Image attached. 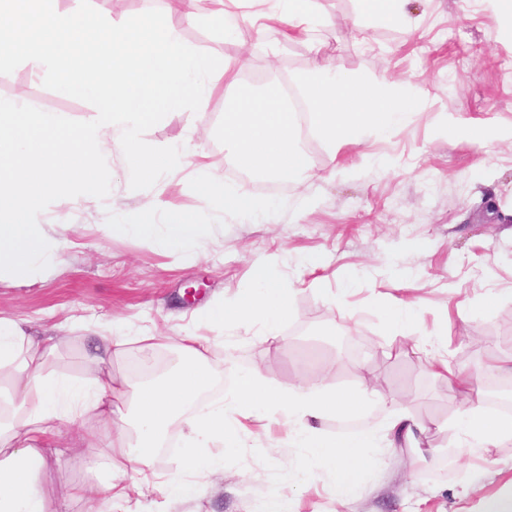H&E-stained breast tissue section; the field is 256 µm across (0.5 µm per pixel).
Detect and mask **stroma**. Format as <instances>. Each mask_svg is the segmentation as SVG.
Here are the masks:
<instances>
[{"label": "stroma", "instance_id": "35a3bbf8", "mask_svg": "<svg viewBox=\"0 0 512 512\" xmlns=\"http://www.w3.org/2000/svg\"><path fill=\"white\" fill-rule=\"evenodd\" d=\"M91 3L115 24L162 10L190 47L221 59L239 55L237 40L168 10L165 0H130L119 11L107 0ZM320 5L329 24L316 48L249 28L258 49L241 83L297 84L317 54L352 76L403 79L414 94L410 123L386 139L369 137L339 149L308 136L312 177L279 182L274 191L287 212L225 218L186 255L116 232L107 216L133 214L150 201L203 211L206 201L183 174L166 178L153 192L131 189L124 159L112 156L105 199L62 198L50 206L48 220L63 215L69 224L63 260L30 282L0 280V317L26 321L36 336L66 325L68 345L56 370L74 377L81 373L79 350L95 324L111 322L114 331L130 336L114 364L115 372L126 374L139 358L134 336L152 332L174 341L195 331L211 336L223 386L256 367L285 385L319 366L355 386L381 381L387 396L437 425L427 448L378 449L349 500L340 503L330 492L331 475L286 443L287 426L259 415L226 459L223 479L192 474L203 494L172 499L150 492L140 499L142 512H278L279 491L289 497L288 512H479L485 498L512 491V439L489 448L461 447L448 421L463 407L462 397L428 373L425 357L400 351L401 340L389 336L377 305L381 298L413 300L423 335L470 373L471 399L485 401L484 344L512 352V223L505 221L512 216V18L485 0H405L403 17L359 26L356 0ZM207 86L206 112H171L147 131V139L160 145L183 141L213 164L218 180L263 195L255 182L243 181L228 149L215 139L231 98L223 79L211 76ZM0 98H22L78 121L93 111L87 102L46 89L42 76L24 65L0 74ZM450 121L460 127L452 138L442 132ZM470 124L483 125L486 139H471L465 131ZM489 195L497 214L483 208ZM263 260L291 289L282 340H264L249 323L226 333L196 322V308L249 287L252 263ZM194 284L201 294L184 303ZM490 292L500 300L481 310ZM67 458L64 468L47 476L59 498L77 484L100 486L87 449H69ZM305 473L310 482L299 483Z\"/></svg>", "mask_w": 512, "mask_h": 512}]
</instances>
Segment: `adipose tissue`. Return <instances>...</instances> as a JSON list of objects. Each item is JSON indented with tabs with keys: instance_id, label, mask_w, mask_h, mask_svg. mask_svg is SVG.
Wrapping results in <instances>:
<instances>
[{
	"instance_id": "obj_1",
	"label": "adipose tissue",
	"mask_w": 512,
	"mask_h": 512,
	"mask_svg": "<svg viewBox=\"0 0 512 512\" xmlns=\"http://www.w3.org/2000/svg\"><path fill=\"white\" fill-rule=\"evenodd\" d=\"M262 2L264 9L256 14H225V37L235 36L242 23L278 24L286 32L307 36L326 24L319 0ZM392 84L387 76H349L338 65L316 62L302 75L300 90L315 131L342 146L359 144L368 134L386 138L397 126L412 121L409 99L389 93ZM251 280V287L204 308L200 316L219 329L257 323L265 336L279 339L290 313V290L271 276L264 261L253 264ZM381 308L390 335L409 339V351L426 355L432 374L457 394L468 393L470 374L447 356L428 352L409 305L385 301ZM65 342L62 336L30 335L21 322L0 318V512H68L72 502L96 512L91 487L74 485L64 502L40 479L42 473L61 467L70 448L92 449L88 463L109 474L105 492L110 501L130 503L135 491L151 490L168 498L195 494L197 486L177 478L160 484L151 480L169 432H183L186 471L203 469L219 476L225 454L239 448L248 420L260 412L287 424L289 444L332 474L331 492L343 501L367 466L370 449L414 448L429 430L426 422L390 398L376 428L326 436L317 421L364 417L376 401L357 387L337 386L318 376L284 386L259 371L243 372L224 398L197 406V399L218 378L207 336H181L169 371L138 382L113 373V361L122 355L128 339L113 335L109 325H100L82 348L83 377L76 383L53 372ZM89 415L94 418L90 426L84 423ZM452 424L470 448L512 438V415L479 405L457 414Z\"/></svg>"
}]
</instances>
